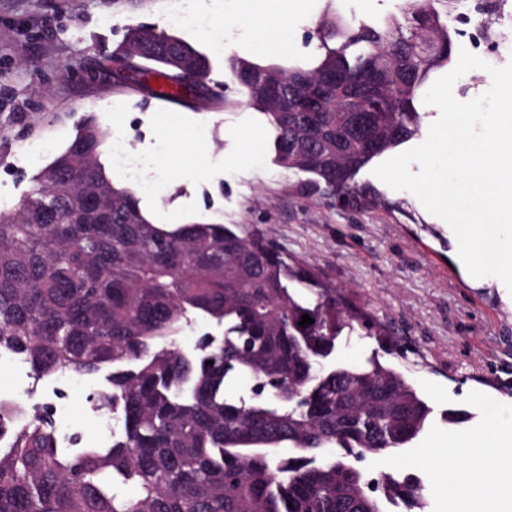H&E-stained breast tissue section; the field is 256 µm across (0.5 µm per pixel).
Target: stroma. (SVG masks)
I'll return each instance as SVG.
<instances>
[{
    "label": "stroma",
    "mask_w": 512,
    "mask_h": 512,
    "mask_svg": "<svg viewBox=\"0 0 512 512\" xmlns=\"http://www.w3.org/2000/svg\"><path fill=\"white\" fill-rule=\"evenodd\" d=\"M357 23L375 24L397 13L402 0H256L253 17L238 0H206L199 27L173 26L170 0H0V209L30 193L33 179L63 152L80 119L94 115L124 134L133 152L152 167L129 181L156 224H243L294 262L336 286L367 312L389 342L355 331L340 336L334 361L369 359L402 372L431 414L422 433L391 452L387 467L422 480L425 512H448L434 487L424 451L435 441L467 443L488 427L494 412L512 408V292L498 278L477 284L461 267L450 226L410 192L394 190L366 165L354 178L361 192L378 193L371 205L339 201L277 165L267 121L232 84L224 56L257 57L262 28L284 30V51L272 63L291 65L315 53L311 34L329 5ZM512 0H449L448 13L467 14L492 42L488 66L512 62ZM171 29L208 54V84L221 100L177 111L132 81L112 74V55L129 28ZM260 142L261 156L248 152ZM151 179L153 192L141 189ZM104 375L80 379L55 419L80 426L98 441L109 418L89 396Z\"/></svg>",
    "instance_id": "1"
}]
</instances>
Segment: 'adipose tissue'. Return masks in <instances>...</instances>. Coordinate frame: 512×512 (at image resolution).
Here are the masks:
<instances>
[{
	"label": "adipose tissue",
	"instance_id": "adipose-tissue-1",
	"mask_svg": "<svg viewBox=\"0 0 512 512\" xmlns=\"http://www.w3.org/2000/svg\"><path fill=\"white\" fill-rule=\"evenodd\" d=\"M511 426L512 411L505 410L473 436L468 450L454 442L433 449L449 512H505L506 502L512 500V450L503 448L497 432Z\"/></svg>",
	"mask_w": 512,
	"mask_h": 512
}]
</instances>
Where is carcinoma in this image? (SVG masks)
Returning a JSON list of instances; mask_svg holds the SVG:
<instances>
[{"label": "carcinoma", "instance_id": "1", "mask_svg": "<svg viewBox=\"0 0 512 512\" xmlns=\"http://www.w3.org/2000/svg\"><path fill=\"white\" fill-rule=\"evenodd\" d=\"M448 0H403L378 26L337 12L316 28L311 66L264 65L230 53L224 66L274 135L275 162L338 195L421 130L417 105L452 59ZM113 69L151 70L189 92L210 61L163 29H129ZM109 136L83 117L36 192L0 211V350L36 380L108 368L92 401L118 415L120 438L59 447L52 412L27 421L0 399V512H384L421 509L419 479L384 469L431 409L405 376L378 361L325 366L348 328L375 323L309 270L292 267L239 224H153L136 193L100 161ZM313 299L297 300L290 284ZM194 313L228 324L189 356L177 338ZM307 314L313 323L301 327ZM245 376L253 400L224 382ZM296 454L278 457L283 443ZM341 453L316 464L313 452ZM378 466L376 488L355 463ZM136 487L133 497L112 481ZM225 395L234 402H250L253 397V382L242 377L228 379L225 384Z\"/></svg>", "mask_w": 512, "mask_h": 512}]
</instances>
